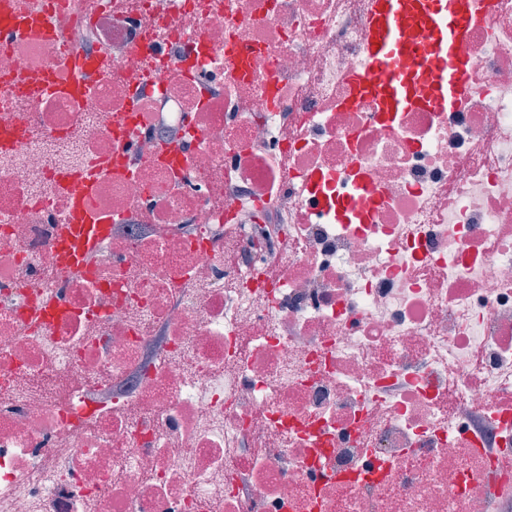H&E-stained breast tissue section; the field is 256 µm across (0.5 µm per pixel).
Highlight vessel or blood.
Listing matches in <instances>:
<instances>
[{"label": "vessel or blood", "instance_id": "obj_1", "mask_svg": "<svg viewBox=\"0 0 512 512\" xmlns=\"http://www.w3.org/2000/svg\"><path fill=\"white\" fill-rule=\"evenodd\" d=\"M8 25L49 31L53 18L37 4L27 14L10 16ZM470 33L469 0H374L366 58L369 67L389 74V82L380 92L385 111H397L409 101L400 60L410 52L443 60L431 101L441 106L450 103L464 87L467 62L458 49ZM61 244L77 268L86 265L96 250L88 230L80 224L66 231Z\"/></svg>", "mask_w": 512, "mask_h": 512}]
</instances>
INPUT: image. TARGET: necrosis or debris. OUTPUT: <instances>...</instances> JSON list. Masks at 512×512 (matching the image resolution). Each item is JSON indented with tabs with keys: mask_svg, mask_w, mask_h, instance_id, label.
I'll list each match as a JSON object with an SVG mask.
<instances>
[{
	"mask_svg": "<svg viewBox=\"0 0 512 512\" xmlns=\"http://www.w3.org/2000/svg\"><path fill=\"white\" fill-rule=\"evenodd\" d=\"M373 6L50 0L57 36H0V512H499L512 0H470L453 106L386 118ZM61 245L70 252L73 267L81 268L86 265L92 253L96 252V245L88 230L81 224H75L61 239Z\"/></svg>",
	"mask_w": 512,
	"mask_h": 512,
	"instance_id": "1",
	"label": "necrosis or debris"
}]
</instances>
